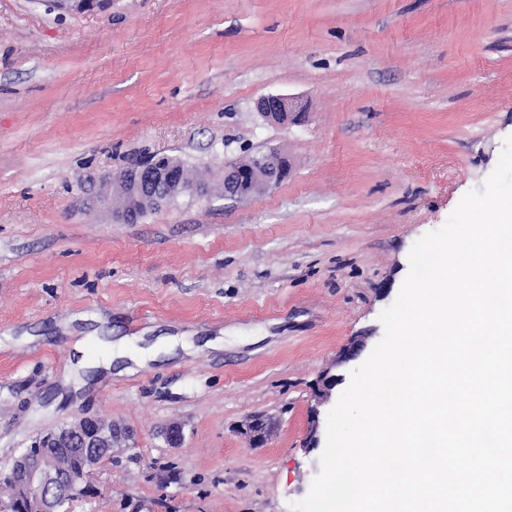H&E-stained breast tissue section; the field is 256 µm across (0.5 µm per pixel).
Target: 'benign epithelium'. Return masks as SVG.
I'll use <instances>...</instances> for the list:
<instances>
[{
    "label": "benign epithelium",
    "mask_w": 512,
    "mask_h": 512,
    "mask_svg": "<svg viewBox=\"0 0 512 512\" xmlns=\"http://www.w3.org/2000/svg\"><path fill=\"white\" fill-rule=\"evenodd\" d=\"M256 109L268 121L288 123L297 119L291 98L272 94L257 100ZM287 155L271 150L253 154L233 167L224 168V199L239 200L244 191L260 195L277 188L289 175ZM204 195L201 185L192 180L183 165L152 158L105 180L103 188L92 193L93 205L104 203L113 222L134 224L144 211H158L183 193ZM364 344L354 343L327 368L317 382L315 404L310 408V426L306 436L309 448L319 445L320 408L328 403L345 374L340 368L355 360ZM273 424L255 417L240 425V433L252 446L263 443ZM134 433L98 415H75L63 426L36 436L0 468V484L10 490V501L0 502V512H65V506L91 491L90 478L96 467L112 457L117 448H130ZM48 448H78L84 456L80 471L65 470L62 460L46 452Z\"/></svg>",
    "instance_id": "obj_1"
}]
</instances>
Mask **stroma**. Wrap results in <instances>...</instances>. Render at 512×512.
I'll use <instances>...</instances> for the list:
<instances>
[{"instance_id": "obj_1", "label": "stroma", "mask_w": 512, "mask_h": 512, "mask_svg": "<svg viewBox=\"0 0 512 512\" xmlns=\"http://www.w3.org/2000/svg\"><path fill=\"white\" fill-rule=\"evenodd\" d=\"M271 94L305 121L262 118ZM510 136L512 0H0V465L105 415L136 445L71 512H289L320 471L319 374L381 340L412 246ZM271 149L288 179L225 199V166ZM161 154L209 197L135 224L86 206L92 179ZM79 336L92 362L120 336L195 352L74 393ZM254 416L274 424L256 448ZM363 347L364 344L361 340L354 342L347 351L340 354L330 366L321 372L317 382L315 404L311 406L309 411L310 426L306 436L308 448H318L319 445L318 426L320 408L331 400L336 388L346 380L345 374L340 371V368L347 366L351 361L355 360ZM273 424L262 417H255L240 425V433L248 440L251 446L262 444L272 433Z\"/></svg>"}]
</instances>
